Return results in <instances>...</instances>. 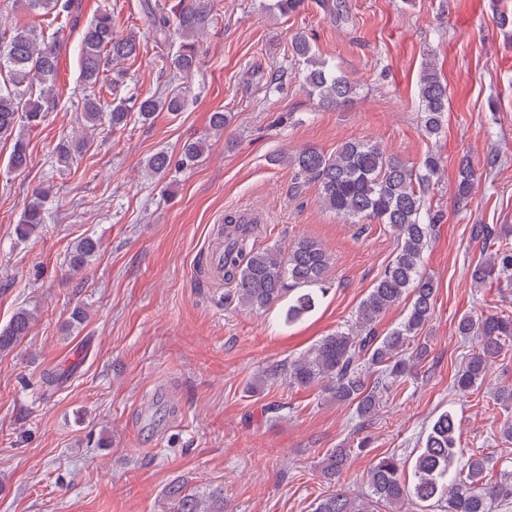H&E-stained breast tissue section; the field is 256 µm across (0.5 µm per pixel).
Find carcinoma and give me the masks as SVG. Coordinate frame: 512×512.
I'll use <instances>...</instances> for the list:
<instances>
[{
  "label": "carcinoma",
  "instance_id": "cac0c4a2",
  "mask_svg": "<svg viewBox=\"0 0 512 512\" xmlns=\"http://www.w3.org/2000/svg\"><path fill=\"white\" fill-rule=\"evenodd\" d=\"M32 15L61 14L69 8L67 0H16ZM304 0H268L269 13L288 16L303 7ZM149 26L165 37L175 30L181 38L178 50L171 56L169 67L181 74L197 68L201 50L199 37L212 25L210 0H164L145 5ZM496 24L504 37L512 38V8L506 3L494 4ZM62 40L41 39L35 29L14 24H0V141L12 140L9 163L12 169L28 166L27 143L18 128L36 127L54 103L59 51ZM140 42L136 36H117L112 25V11L101 7L85 28L78 47L79 64L84 84L90 91L83 96L81 118L86 127L108 124L122 128L137 114L142 122L158 112H181L185 98L174 95L161 99L154 95L131 100L118 96L124 73L112 71L109 86L113 99L107 103L96 94L100 75L112 64L138 56ZM292 57L304 65L302 80L309 94L322 105L337 107L355 94L350 79L336 72L327 61L312 50L307 34L297 31L290 38ZM39 95L33 96V88ZM418 110L421 126L429 138L441 136L448 112V85L433 61L425 62L418 84ZM85 142L63 139L53 148L57 163L66 166L80 152ZM207 151L204 138L184 143L178 160L165 151L153 154L147 161L155 176H163L172 167H191L199 163ZM296 170L297 184L312 181L318 185L319 202L343 217L347 223L387 224L400 239L395 257L386 266L368 295L360 303L355 320L321 338L303 355L288 363L285 372L289 385L306 387L321 385L330 399L355 405L361 417H370L379 406V394L386 380L411 374L427 356V346L417 337L434 314L436 287L421 271L425 249L441 223L442 215L427 207L430 190L440 177L442 157L437 152L425 154L417 166L387 152L380 144L348 141L335 153L326 155L314 147L302 148L288 157L276 158ZM476 180V172L463 160L458 167L455 185L456 202H468ZM48 187L37 188L22 212L16 235L25 239L36 228L47 223ZM257 225L241 216L224 217V283L231 285L239 304L247 310L259 311L282 305L284 323L293 324L317 306L327 293L329 257L322 245L312 238H301L286 250L256 249L250 246ZM472 239L481 243L480 259L471 268V279L480 287L505 285L512 288V247L500 239L488 224H474ZM98 248L96 240L85 237L74 245L68 266L80 273L92 260ZM409 301L403 320L382 335L376 319L394 306ZM37 310L21 307L10 322L0 328V353L15 350L28 335ZM457 332L464 338L478 340L453 378L454 387L467 391L483 383L489 368L505 346L512 342V316L463 314ZM373 368L372 379L367 368ZM458 423L450 411L441 413L432 423L414 463V483L401 478L402 462L396 455L381 457L367 475L368 490L353 495L343 486L322 496L313 512H378L389 507L392 512H411L421 503L437 502L442 512H492V505L512 499V470H505L499 482L484 481L488 460L472 454L463 457L457 447ZM348 454L336 448L324 457L323 467L329 477H336L347 465ZM172 512H224V493L213 490L200 493L176 482L167 490Z\"/></svg>",
  "mask_w": 512,
  "mask_h": 512
}]
</instances>
